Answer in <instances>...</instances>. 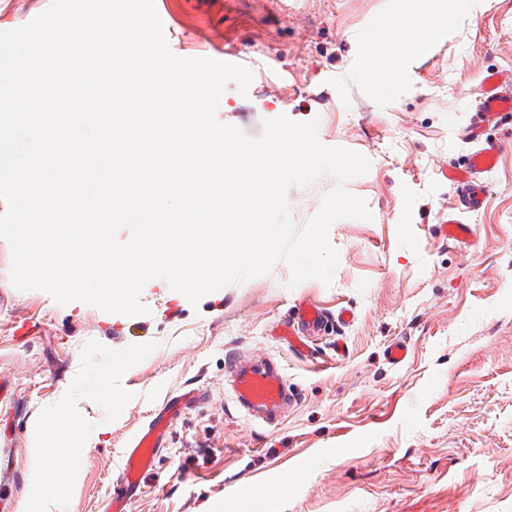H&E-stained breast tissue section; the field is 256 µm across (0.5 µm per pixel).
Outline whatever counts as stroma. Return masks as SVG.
Wrapping results in <instances>:
<instances>
[{
	"label": "stroma",
	"instance_id": "35a3bbf8",
	"mask_svg": "<svg viewBox=\"0 0 512 512\" xmlns=\"http://www.w3.org/2000/svg\"><path fill=\"white\" fill-rule=\"evenodd\" d=\"M154 3L174 55L229 53L252 71L247 92L226 86L220 123L257 137L282 115L318 120L322 145L370 160L346 188L372 217L332 224L331 284L289 288L280 260L194 305L156 278L138 316L16 289L0 239V429L15 437L0 445V512H17L37 464L33 426L61 396L76 400V424L51 427L57 454L79 427L100 432L74 483H61L60 506L105 512L130 439L166 395L193 387L208 397L173 425L131 512H512V126L485 132L505 149L482 208L460 216L472 244L440 234L456 205L441 171L474 149L463 132L481 78L512 68V0H469L429 51L399 50L384 88L365 78L368 38L407 0ZM336 184L325 174L289 190L295 229ZM304 297L353 314L329 325L310 359L272 334ZM24 320L39 332L21 343ZM397 338L408 356L393 365L386 347ZM253 351L273 356L297 394L270 429L229 392L227 355Z\"/></svg>",
	"mask_w": 512,
	"mask_h": 512
}]
</instances>
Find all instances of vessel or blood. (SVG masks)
Returning <instances> with one entry per match:
<instances>
[{
	"label": "vessel or blood",
	"instance_id": "1",
	"mask_svg": "<svg viewBox=\"0 0 512 512\" xmlns=\"http://www.w3.org/2000/svg\"><path fill=\"white\" fill-rule=\"evenodd\" d=\"M482 83L484 94L466 132L467 138L479 140L480 145L466 164L443 171L466 211L478 209L479 194L485 188L484 176L497 167L503 153L501 143L480 141L481 127L512 120V88L504 89L502 76L494 73L484 76ZM326 319L324 309L303 300L297 305L296 319L279 324L278 334L297 352L308 356L312 349L307 340L320 331ZM228 373L232 397L251 419L276 424L294 399L283 369L273 360L234 357L228 362ZM204 397L201 389L192 388L166 397L155 408L149 422L128 443L119 474L112 483L108 512H129L131 504L145 493L143 476L152 467L172 423Z\"/></svg>",
	"mask_w": 512,
	"mask_h": 512
}]
</instances>
